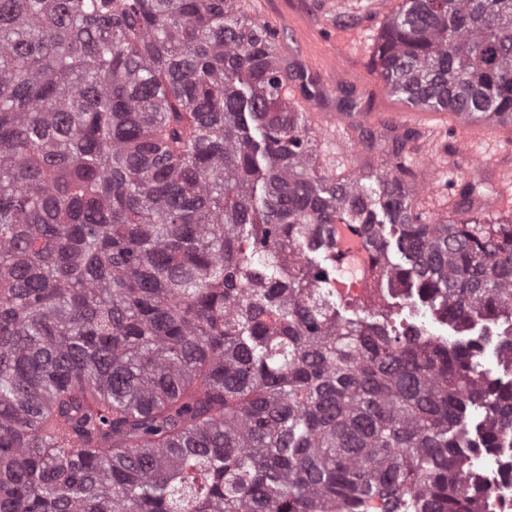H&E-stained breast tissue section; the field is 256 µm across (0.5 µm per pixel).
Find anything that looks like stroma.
<instances>
[{"label": "stroma", "mask_w": 512, "mask_h": 512, "mask_svg": "<svg viewBox=\"0 0 512 512\" xmlns=\"http://www.w3.org/2000/svg\"><path fill=\"white\" fill-rule=\"evenodd\" d=\"M400 0H242L245 14L277 35L280 57L309 77L318 95L298 99L309 113L319 164L335 176L364 163L354 145L356 126L398 125L408 112L372 68L375 45ZM355 89L358 114L336 108L341 88ZM411 124L419 131L411 154L418 207L431 218L448 210V192L459 179L483 183L490 193L512 196V126L463 125L446 111L421 110Z\"/></svg>", "instance_id": "1"}]
</instances>
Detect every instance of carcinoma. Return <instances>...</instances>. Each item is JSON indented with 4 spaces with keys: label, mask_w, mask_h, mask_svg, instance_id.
Masks as SVG:
<instances>
[{
    "label": "carcinoma",
    "mask_w": 512,
    "mask_h": 512,
    "mask_svg": "<svg viewBox=\"0 0 512 512\" xmlns=\"http://www.w3.org/2000/svg\"><path fill=\"white\" fill-rule=\"evenodd\" d=\"M239 2L0 0V512H480L468 460L512 441V218L471 180L420 211L409 127L321 169L314 91ZM373 67L509 120L512 0H401ZM415 299L500 327L502 372L400 320Z\"/></svg>",
    "instance_id": "obj_1"
}]
</instances>
